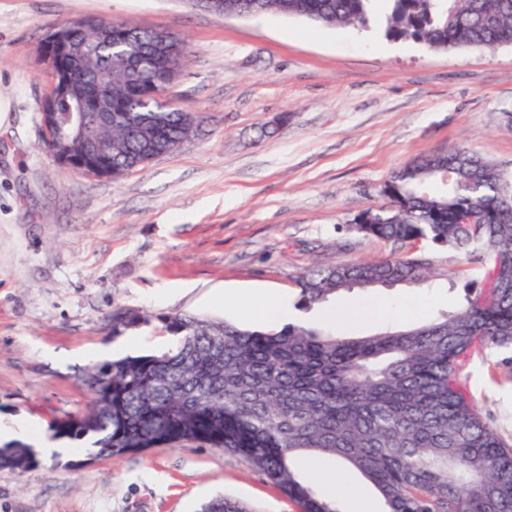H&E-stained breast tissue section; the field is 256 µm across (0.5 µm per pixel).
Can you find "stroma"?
Returning <instances> with one entry per match:
<instances>
[{"instance_id": "obj_1", "label": "stroma", "mask_w": 512, "mask_h": 512, "mask_svg": "<svg viewBox=\"0 0 512 512\" xmlns=\"http://www.w3.org/2000/svg\"><path fill=\"white\" fill-rule=\"evenodd\" d=\"M109 16L184 38L190 55L164 93L203 118L175 151L112 180L58 164L43 143L38 103L51 85L39 47L52 25ZM512 47L427 49L378 25L321 26L266 12L222 16L197 0H0V431L29 444L50 423L86 411L77 378L97 361L161 350L147 328L111 338L117 307L248 325L252 296L296 299L306 269L398 254L352 227L385 206L380 193L411 158L464 146L512 175ZM420 288L343 292L330 311L372 306L381 318L337 323L338 334L402 329L454 311L476 264L439 250ZM463 377L480 415L512 441V363L476 357ZM23 473L0 470V512H200L224 496L249 512H300L240 455L195 442L109 459L59 441ZM296 469L339 512L358 488L323 480L338 462Z\"/></svg>"}]
</instances>
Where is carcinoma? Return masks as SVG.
I'll use <instances>...</instances> for the list:
<instances>
[{
  "mask_svg": "<svg viewBox=\"0 0 512 512\" xmlns=\"http://www.w3.org/2000/svg\"><path fill=\"white\" fill-rule=\"evenodd\" d=\"M223 10L275 12L326 26H361L374 0H221ZM384 33L431 50H494L512 45V0H384ZM72 44L93 45L98 63L70 77L71 93L51 112L83 102L86 135L111 145L109 160L86 168L118 179L177 149L201 118L160 104L179 74L186 43L165 31L137 30L110 17L57 24ZM107 30L101 38L97 30ZM141 59L128 77L120 54ZM54 159L78 169L82 137L67 133ZM449 170L448 179L441 169ZM381 193L389 205L358 214L353 228L387 243H418L405 257L334 263L299 276L297 307L309 310L351 288L420 287L448 272L430 250L478 256V276L455 311L421 325L339 338L307 321L254 330L183 314L116 308L104 330L116 339L153 327L171 337L163 351L126 355L85 368L92 395L83 414L50 424L55 439L88 440L103 458L197 442L245 457L301 512H338L293 469L304 455L359 471L384 512H512V444L482 419L464 387L476 355L512 349V177L462 147L415 157ZM23 442L0 445V469L37 464ZM202 512H250L223 497Z\"/></svg>",
  "mask_w": 512,
  "mask_h": 512,
  "instance_id": "carcinoma-1",
  "label": "carcinoma"
}]
</instances>
